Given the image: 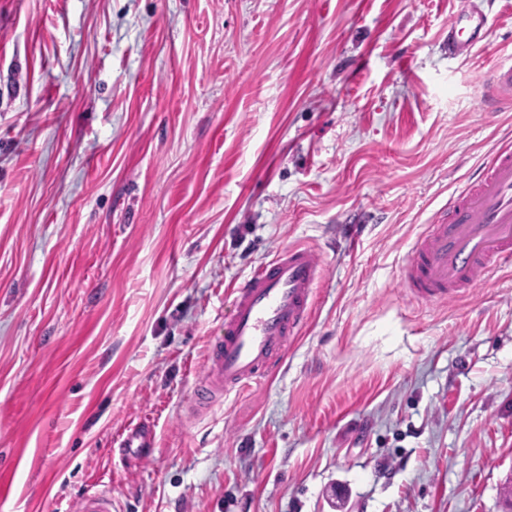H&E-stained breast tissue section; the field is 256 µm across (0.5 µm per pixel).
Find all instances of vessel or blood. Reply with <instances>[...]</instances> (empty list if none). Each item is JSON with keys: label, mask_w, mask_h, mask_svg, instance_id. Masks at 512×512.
Wrapping results in <instances>:
<instances>
[{"label": "vessel or blood", "mask_w": 512, "mask_h": 512, "mask_svg": "<svg viewBox=\"0 0 512 512\" xmlns=\"http://www.w3.org/2000/svg\"><path fill=\"white\" fill-rule=\"evenodd\" d=\"M488 31L486 15L459 10L448 21V49L468 51ZM483 109L512 108V63L490 70ZM512 267V145H500L484 163L479 178L449 202L439 223L429 225L403 270V285L438 301L474 287L482 278ZM321 269L311 250H283L234 288L232 314L215 337L206 373L193 396L202 403L228 395L261 379L288 339L306 321ZM154 432L143 424L120 441L124 455L151 444ZM108 492L85 495L78 512H115Z\"/></svg>", "instance_id": "1"}]
</instances>
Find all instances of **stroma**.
Instances as JSON below:
<instances>
[{
    "instance_id": "35a3bbf8",
    "label": "stroma",
    "mask_w": 512,
    "mask_h": 512,
    "mask_svg": "<svg viewBox=\"0 0 512 512\" xmlns=\"http://www.w3.org/2000/svg\"><path fill=\"white\" fill-rule=\"evenodd\" d=\"M464 6L490 30L452 55ZM511 55L512 0H0V512H503L512 271L400 280L512 141L479 109ZM291 245L306 326L197 407L229 291ZM154 438L153 428L150 425H139L131 428L119 442L123 455L129 456L139 452L140 448L149 446ZM117 508V501L109 492L86 494L78 505L79 512H112Z\"/></svg>"
}]
</instances>
